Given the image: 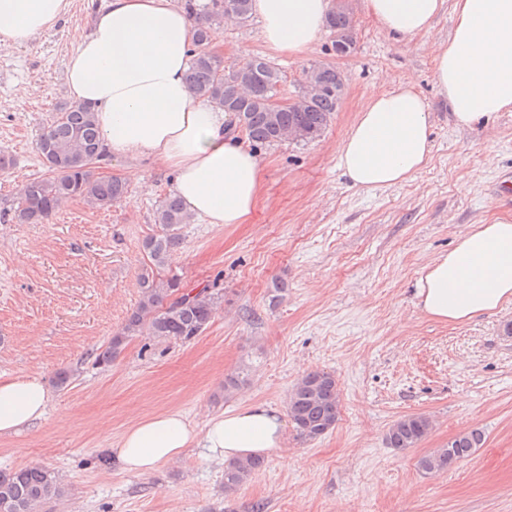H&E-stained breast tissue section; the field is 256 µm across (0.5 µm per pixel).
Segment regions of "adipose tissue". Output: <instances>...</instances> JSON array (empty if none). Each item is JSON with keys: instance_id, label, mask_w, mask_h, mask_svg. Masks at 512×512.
I'll use <instances>...</instances> for the list:
<instances>
[{"instance_id": "adipose-tissue-1", "label": "adipose tissue", "mask_w": 512, "mask_h": 512, "mask_svg": "<svg viewBox=\"0 0 512 512\" xmlns=\"http://www.w3.org/2000/svg\"><path fill=\"white\" fill-rule=\"evenodd\" d=\"M455 26L436 56L435 79L457 126L512 109V0H363L388 33L432 29L445 4ZM70 0H0V41L21 42L56 24ZM331 0H254L262 41L288 55L307 51ZM194 28L176 0H110L67 69L75 104L91 105L108 153L147 157L174 174L173 192L211 224L245 223L262 186L259 157L230 117L192 97L186 84ZM431 113L415 86L372 95L338 149L352 187L386 189L429 161ZM418 307L442 322H462L512 301V222L471 224L455 247L432 260L418 283ZM50 399L41 375L0 379V435L44 418ZM282 414L250 404L192 425L178 411L127 429L116 450L124 470L148 473L199 448L222 461L267 456L282 445Z\"/></svg>"}]
</instances>
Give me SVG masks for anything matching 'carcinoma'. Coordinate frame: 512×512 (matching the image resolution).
<instances>
[{
	"instance_id": "carcinoma-1",
	"label": "carcinoma",
	"mask_w": 512,
	"mask_h": 512,
	"mask_svg": "<svg viewBox=\"0 0 512 512\" xmlns=\"http://www.w3.org/2000/svg\"><path fill=\"white\" fill-rule=\"evenodd\" d=\"M253 0H184L185 12L197 21L194 49L186 73L192 96L233 114L236 123L246 129L254 145H270L288 138V130L300 129L306 140L319 138L339 107L336 75L325 64L308 69V83L317 94L302 108L273 110L269 98L277 94L282 76L266 59L253 57L239 67L224 68L220 58L209 50L214 29L225 14L242 22L252 15ZM326 27L351 37V19L341 12L330 13ZM38 149L50 176L35 179L21 192L14 217L21 224H39L64 203L81 200L99 209H108L126 199L128 190L116 177L99 176L94 164L104 156L96 113L88 105H63L56 110L39 137ZM193 221L180 199L168 195L155 212V223L162 233L145 241L153 265L168 264L180 247V226ZM142 296L125 320L120 332L98 353L97 361L109 363L126 341L146 331L168 341H188L200 335L212 321L218 298L203 287L191 293L171 277L158 281L150 271L142 274ZM339 390L333 374L315 370L303 376L293 387L288 414L298 434L317 439L333 429L339 416ZM431 422L424 415H408L395 421L386 433V443L396 450L415 447L429 432ZM478 429L461 432L446 448H438L417 461L425 474H436L469 458L482 445ZM265 466L256 456L224 465V492L233 493ZM64 494L60 478L53 472L30 466L12 471L0 470V512H38L46 501Z\"/></svg>"
}]
</instances>
